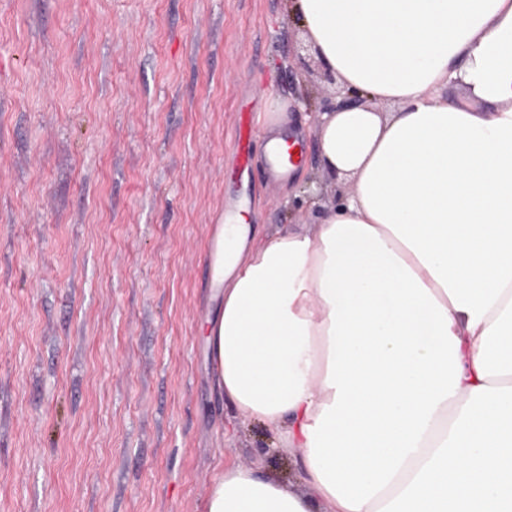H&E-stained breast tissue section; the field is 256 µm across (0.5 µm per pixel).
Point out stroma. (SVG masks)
<instances>
[{"instance_id": "35a3bbf8", "label": "stroma", "mask_w": 512, "mask_h": 512, "mask_svg": "<svg viewBox=\"0 0 512 512\" xmlns=\"http://www.w3.org/2000/svg\"><path fill=\"white\" fill-rule=\"evenodd\" d=\"M286 0H0V512H201L227 459L307 493L302 452L213 387L209 248L311 231L334 88ZM299 101L307 186L252 135Z\"/></svg>"}]
</instances>
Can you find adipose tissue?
<instances>
[{"label": "adipose tissue", "instance_id": "adipose-tissue-1", "mask_svg": "<svg viewBox=\"0 0 512 512\" xmlns=\"http://www.w3.org/2000/svg\"><path fill=\"white\" fill-rule=\"evenodd\" d=\"M287 9L365 100L318 120L350 194L310 233L219 225L206 336L216 387L302 449L312 493L229 461L203 512H512V0Z\"/></svg>", "mask_w": 512, "mask_h": 512}]
</instances>
